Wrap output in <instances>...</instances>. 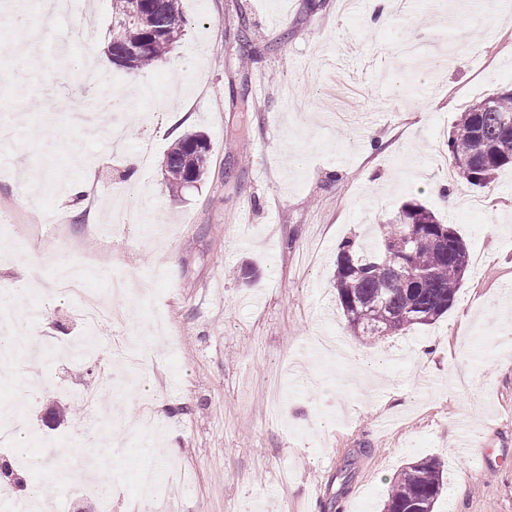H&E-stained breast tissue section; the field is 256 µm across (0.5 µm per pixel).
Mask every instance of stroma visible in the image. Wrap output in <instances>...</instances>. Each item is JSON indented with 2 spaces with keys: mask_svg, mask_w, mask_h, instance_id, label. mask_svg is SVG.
Here are the masks:
<instances>
[{
  "mask_svg": "<svg viewBox=\"0 0 512 512\" xmlns=\"http://www.w3.org/2000/svg\"><path fill=\"white\" fill-rule=\"evenodd\" d=\"M181 10L185 34L166 57L133 75L103 68L104 85L134 104L119 115L121 147L84 139L68 108L98 95L79 62L109 42L111 0H90L68 64L53 57L68 18L40 31L23 80L19 35L0 29V115L18 132L0 149V289L27 283L23 304L39 315L22 327L35 347L99 344L80 361L20 355L0 380V414L23 408L29 438L54 442L47 460L70 461L93 433L111 468L144 456L180 467L168 502H132L130 483L62 485L50 512H101L105 498L112 512H381L389 479L421 458L442 463L446 488L467 486L461 512H512V319L498 309L512 287V169L483 189L451 183L483 200L476 212L430 190L447 181L434 158L461 112L512 86V0H413L379 27L370 0L348 14L340 0ZM411 43L425 60L400 56ZM190 131L208 136V170L174 193L165 155ZM144 149L148 166L129 172L127 151ZM297 151L304 160L290 165ZM86 179L89 193L70 196ZM412 199L463 239L469 271L433 324L355 335L334 287L338 248ZM65 207L73 214L59 219ZM37 224L54 252L36 247L42 262L20 267ZM59 256L86 270L104 307L125 288L124 305L87 328L82 296L54 284ZM324 333L382 370L362 377L351 358L325 357L312 346ZM124 410L149 414L178 455L114 426ZM461 423L483 432L489 463L460 454Z\"/></svg>",
  "mask_w": 512,
  "mask_h": 512,
  "instance_id": "1",
  "label": "stroma"
}]
</instances>
